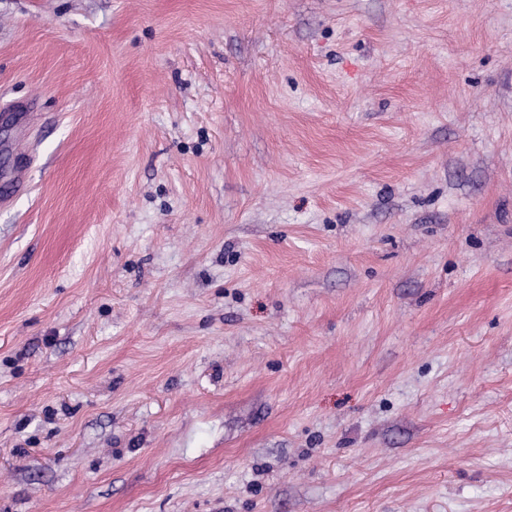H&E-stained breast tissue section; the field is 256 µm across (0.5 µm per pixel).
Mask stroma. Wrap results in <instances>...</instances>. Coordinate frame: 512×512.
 <instances>
[{
  "label": "stroma",
  "instance_id": "1",
  "mask_svg": "<svg viewBox=\"0 0 512 512\" xmlns=\"http://www.w3.org/2000/svg\"><path fill=\"white\" fill-rule=\"evenodd\" d=\"M0 512H512V0H0Z\"/></svg>",
  "mask_w": 512,
  "mask_h": 512
}]
</instances>
